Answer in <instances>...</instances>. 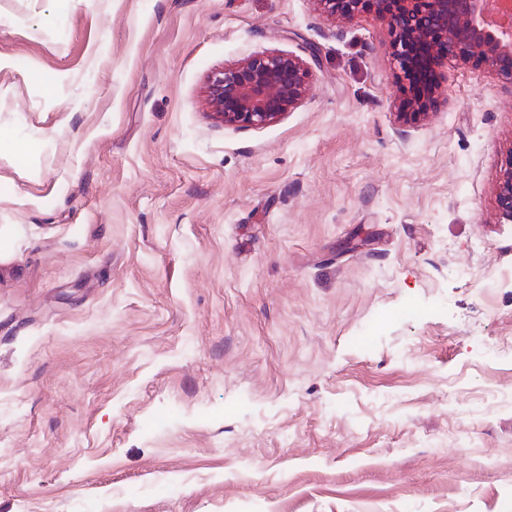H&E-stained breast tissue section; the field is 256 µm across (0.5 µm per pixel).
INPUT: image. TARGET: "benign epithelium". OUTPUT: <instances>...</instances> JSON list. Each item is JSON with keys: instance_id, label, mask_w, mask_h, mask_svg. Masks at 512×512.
Wrapping results in <instances>:
<instances>
[{"instance_id": "1", "label": "benign epithelium", "mask_w": 512, "mask_h": 512, "mask_svg": "<svg viewBox=\"0 0 512 512\" xmlns=\"http://www.w3.org/2000/svg\"><path fill=\"white\" fill-rule=\"evenodd\" d=\"M328 19L355 25L372 15L387 27V50L403 82L422 65L437 71L448 60L486 65L512 84V0H313ZM310 68L300 56L280 51L250 55L214 73L206 85L211 115L226 126L262 127L295 109L307 96ZM439 83L401 101L405 123L428 116ZM498 215L512 222V149L496 185Z\"/></svg>"}]
</instances>
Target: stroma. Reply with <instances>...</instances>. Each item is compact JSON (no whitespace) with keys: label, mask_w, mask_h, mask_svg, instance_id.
Masks as SVG:
<instances>
[{"label":"stroma","mask_w":512,"mask_h":512,"mask_svg":"<svg viewBox=\"0 0 512 512\" xmlns=\"http://www.w3.org/2000/svg\"><path fill=\"white\" fill-rule=\"evenodd\" d=\"M311 0H0V512H512V85ZM317 60L227 127L208 76ZM494 343L508 344L499 357ZM310 68L300 56L266 51L209 77L205 102L224 126L262 127L295 109L307 96ZM503 172L495 189V201L501 219L512 222V149L506 154Z\"/></svg>","instance_id":"1"}]
</instances>
